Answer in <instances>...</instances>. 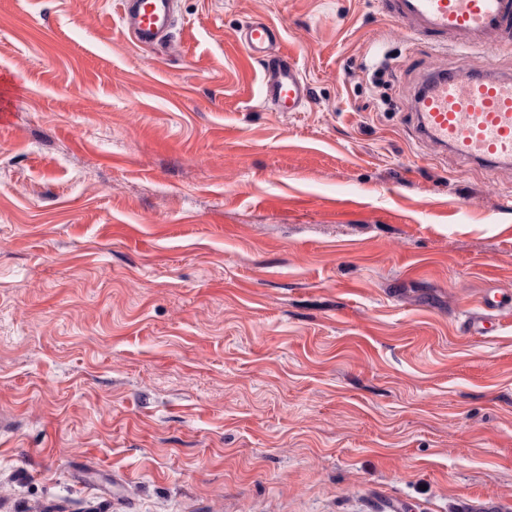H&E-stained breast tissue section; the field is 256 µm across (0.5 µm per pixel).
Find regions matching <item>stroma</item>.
I'll return each mask as SVG.
<instances>
[{
    "mask_svg": "<svg viewBox=\"0 0 512 512\" xmlns=\"http://www.w3.org/2000/svg\"><path fill=\"white\" fill-rule=\"evenodd\" d=\"M118 8L0 0V512H512V171L409 126L455 54L378 0H177L167 52ZM237 39L264 73L262 97L273 112H300L312 103L310 83L297 59L280 49L281 29L270 20L256 17L238 30Z\"/></svg>",
    "mask_w": 512,
    "mask_h": 512,
    "instance_id": "35a3bbf8",
    "label": "stroma"
}]
</instances>
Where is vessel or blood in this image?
Returning <instances> with one entry per match:
<instances>
[{
  "mask_svg": "<svg viewBox=\"0 0 512 512\" xmlns=\"http://www.w3.org/2000/svg\"><path fill=\"white\" fill-rule=\"evenodd\" d=\"M384 15L415 41L453 47L463 59L430 64L414 87L412 124L419 141L449 151L456 161L490 169L512 167V76L496 65L475 66L465 54L512 51V0H378ZM120 24L141 48L166 46L176 23V0H120ZM264 73L262 97L274 112H298L312 102L297 59L281 50V29L256 17L237 33Z\"/></svg>",
  "mask_w": 512,
  "mask_h": 512,
  "instance_id": "b4317fda",
  "label": "vessel or blood"
}]
</instances>
